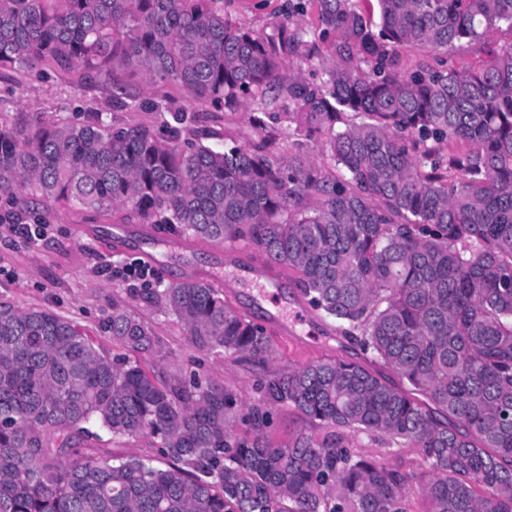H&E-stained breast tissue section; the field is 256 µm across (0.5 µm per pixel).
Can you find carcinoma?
Here are the masks:
<instances>
[{
	"instance_id": "obj_1",
	"label": "carcinoma",
	"mask_w": 512,
	"mask_h": 512,
	"mask_svg": "<svg viewBox=\"0 0 512 512\" xmlns=\"http://www.w3.org/2000/svg\"><path fill=\"white\" fill-rule=\"evenodd\" d=\"M316 0L336 33L324 86L290 64L310 30L236 25L218 0H0V70L70 76L125 112H170L160 130L79 118L0 125V223H42L23 197L102 224H154L195 243L242 242L292 274L307 303L391 370L328 357L275 369L241 408L221 383L157 375V340L112 301V354L50 310L0 302V512H512V46L480 68L406 72L397 51L444 55L512 29V0ZM117 73L179 90L202 112L250 100L274 138H181L184 111L134 103ZM328 134L334 178L308 154ZM194 345L272 356L265 326L200 281L139 289ZM288 406L325 430L268 438ZM239 421L249 439L234 432ZM151 435L164 460L98 456L85 442ZM420 450L407 472L348 433Z\"/></svg>"
}]
</instances>
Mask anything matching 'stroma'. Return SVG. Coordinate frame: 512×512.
Returning <instances> with one entry per match:
<instances>
[{
	"label": "stroma",
	"instance_id": "35a3bbf8",
	"mask_svg": "<svg viewBox=\"0 0 512 512\" xmlns=\"http://www.w3.org/2000/svg\"><path fill=\"white\" fill-rule=\"evenodd\" d=\"M224 13L233 22L262 32L285 17H293L307 29L319 27L314 0H223ZM512 44V29L490 30L484 41L459 46L452 58L458 69L480 67L493 48ZM0 96L8 100V112H0V122L37 117L52 121L75 115L88 106L102 111L105 120L116 125L142 121L162 126L171 121L167 112H116L109 93L97 88L74 87L68 78L48 80L27 78L16 73L0 76ZM186 110L187 131L209 127L233 134L239 143L259 141L261 132L252 124L253 110L244 106L235 111L215 112L202 118ZM49 222L43 235L34 240L15 236L0 226V302L15 307L53 311L83 326L91 335L104 334V323L112 312V300L130 298L135 313L158 340L153 363L157 371L178 372L226 384L241 403L255 394L258 369L229 354L198 350L186 329L161 308L147 306L134 298L135 282L125 280L119 271L134 259L144 261L155 272L153 287L164 288L176 282L180 268L195 270L200 281L222 272L224 257L214 245L203 244L192 250H169L160 236H130L126 246H118L109 224H94L75 208L55 204L48 209ZM282 283L278 292L244 280L225 289L224 296L240 311L266 327L275 353L271 368L304 365L318 359L358 356L370 362V355L341 337L334 323L323 320L299 296L290 274L277 271ZM293 323L296 334L281 336L280 321Z\"/></svg>",
	"mask_w": 512,
	"mask_h": 512
}]
</instances>
